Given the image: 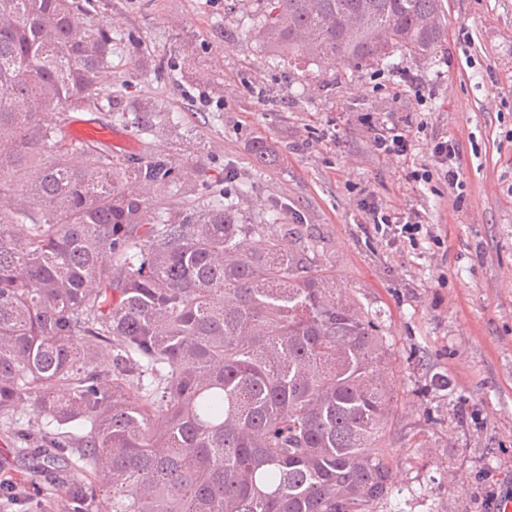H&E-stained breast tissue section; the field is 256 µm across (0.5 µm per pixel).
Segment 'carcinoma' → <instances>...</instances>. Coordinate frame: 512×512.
Listing matches in <instances>:
<instances>
[{
    "instance_id": "obj_1",
    "label": "carcinoma",
    "mask_w": 512,
    "mask_h": 512,
    "mask_svg": "<svg viewBox=\"0 0 512 512\" xmlns=\"http://www.w3.org/2000/svg\"><path fill=\"white\" fill-rule=\"evenodd\" d=\"M253 31L319 67L446 42L441 0H256ZM77 0H0V427L63 493L29 512H371L391 488L374 324L290 248L163 156L75 143L45 112L104 109L112 28ZM159 102L125 122L164 132ZM265 164L276 155L253 142ZM109 368L100 366L103 355Z\"/></svg>"
}]
</instances>
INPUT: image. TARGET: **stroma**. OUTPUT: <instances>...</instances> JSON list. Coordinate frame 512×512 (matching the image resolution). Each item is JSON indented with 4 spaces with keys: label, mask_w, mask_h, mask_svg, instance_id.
Wrapping results in <instances>:
<instances>
[{
    "label": "stroma",
    "mask_w": 512,
    "mask_h": 512,
    "mask_svg": "<svg viewBox=\"0 0 512 512\" xmlns=\"http://www.w3.org/2000/svg\"><path fill=\"white\" fill-rule=\"evenodd\" d=\"M93 2L118 39L100 88L113 108L71 113V126H112L116 155L194 173L193 195L170 208L220 199L316 239L314 272L335 275L382 336L392 490L372 512H496L512 497V0H442L448 43L435 56L333 70L273 57L251 29L253 0ZM144 98L164 107L168 135L120 120ZM389 124L412 154L376 149ZM440 136L459 144L462 189L408 178ZM258 137L278 147L265 166ZM370 203L420 210L442 246L390 243L367 224Z\"/></svg>",
    "instance_id": "obj_1"
}]
</instances>
